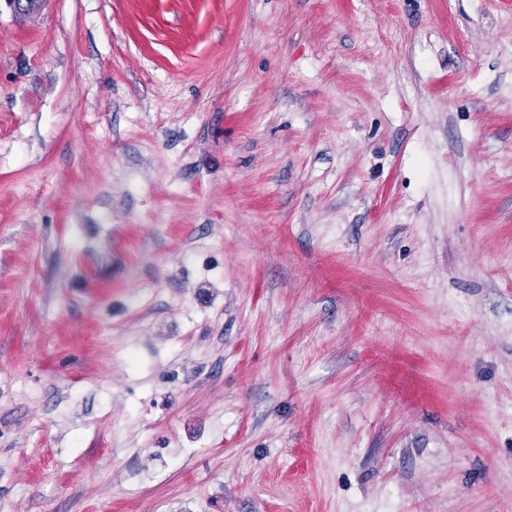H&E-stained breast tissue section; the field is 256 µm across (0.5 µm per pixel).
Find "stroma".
<instances>
[{
    "label": "stroma",
    "mask_w": 512,
    "mask_h": 512,
    "mask_svg": "<svg viewBox=\"0 0 512 512\" xmlns=\"http://www.w3.org/2000/svg\"><path fill=\"white\" fill-rule=\"evenodd\" d=\"M0 512H512V0L1 7Z\"/></svg>",
    "instance_id": "obj_1"
}]
</instances>
